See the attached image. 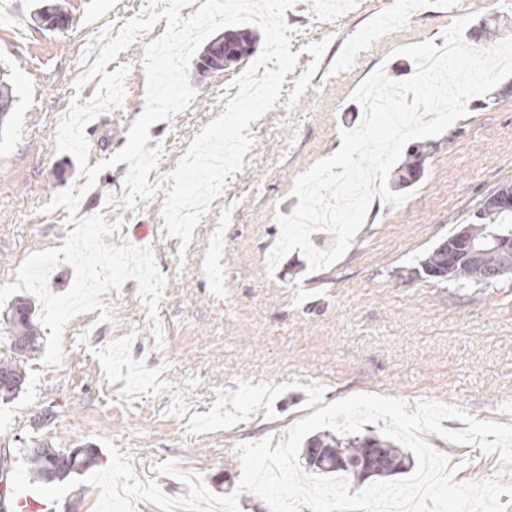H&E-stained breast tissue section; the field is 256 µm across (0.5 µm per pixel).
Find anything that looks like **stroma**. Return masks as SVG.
Here are the masks:
<instances>
[{
  "label": "stroma",
  "instance_id": "obj_1",
  "mask_svg": "<svg viewBox=\"0 0 512 512\" xmlns=\"http://www.w3.org/2000/svg\"><path fill=\"white\" fill-rule=\"evenodd\" d=\"M63 31L40 30L31 17L38 0H0V67L14 86L15 107L0 126V285L16 282L31 253L63 246L71 230L65 208L48 210L58 193L83 186L75 158L57 151L55 119L75 98L74 75L90 48L101 47L141 9V0H65ZM312 0H293L285 14L295 69L281 104L252 122L254 145L243 169L194 230L188 246L168 236L165 192L123 207L122 162L104 170L83 196L79 216L103 215L122 228L110 244L151 248L167 283L157 321H150L138 284L103 294L112 318L92 311L72 318L61 334L63 359H24L26 381L0 401V468H15L20 448L99 447L109 439L132 460L136 475L169 495L188 488L190 471L215 495L237 494L239 512H269L257 495L240 491L239 445L286 440L300 419L354 393H375L415 404L456 405L480 421L512 414V291L454 288L410 275L411 267L456 225L488 189L512 181V76L495 85L494 101L468 108L442 134L424 139V175L408 198L392 206L373 199L349 249L332 266L310 271L300 251L276 270L265 263L281 235L277 214L298 203L290 190L315 161L332 156L341 133L356 128L361 106L352 94L377 68L394 80L415 66L400 47L441 39L458 14L512 36V8L470 0L460 13L448 0H425L408 22L379 28L381 13L366 0L332 14L321 26ZM147 43L134 41L116 65L128 67L121 106L85 127L97 160L127 143L143 112L142 60ZM233 70L191 76L189 107L149 129L163 157L149 183L161 182L189 144L215 119L214 105ZM224 227V253L208 256L209 227ZM165 329L154 337L153 325ZM455 468L458 482L493 479L512 485L499 453L476 443L426 434ZM174 462L177 475L157 465Z\"/></svg>",
  "mask_w": 512,
  "mask_h": 512
}]
</instances>
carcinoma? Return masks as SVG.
Segmentation results:
<instances>
[{"label":"carcinoma","mask_w":512,"mask_h":512,"mask_svg":"<svg viewBox=\"0 0 512 512\" xmlns=\"http://www.w3.org/2000/svg\"><path fill=\"white\" fill-rule=\"evenodd\" d=\"M34 21L49 31L67 26L69 14L59 0H43L34 13ZM232 53L227 57L230 66L248 59L258 41L250 27L227 31ZM0 70V127L14 107L13 88ZM425 152L417 147L397 168L394 187L407 189L417 183L424 173ZM497 242L512 247V210L477 208L472 221L459 228L452 236L437 243L414 268L416 275H424L436 283H451L459 288L470 286L496 287L512 280V269L503 270L493 258L474 263L465 258L470 242ZM34 303L20 298L11 308L10 344L20 348L21 355L29 357L40 348V336L32 321ZM25 384V373L20 364L10 359L0 360V399L15 398ZM30 479L51 484L63 482L93 468L99 459L96 448H52L43 445L25 450ZM302 459L305 470L334 477L338 474L365 482L385 481L400 473H408L415 466L413 454L401 448L395 440L376 434L337 436L330 432L313 435L305 441Z\"/></svg>","instance_id":"obj_1"}]
</instances>
